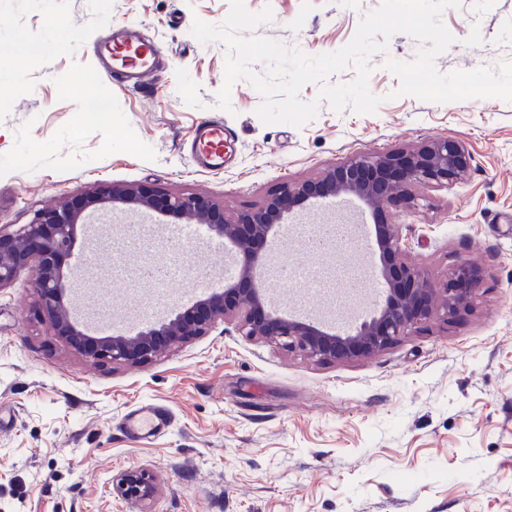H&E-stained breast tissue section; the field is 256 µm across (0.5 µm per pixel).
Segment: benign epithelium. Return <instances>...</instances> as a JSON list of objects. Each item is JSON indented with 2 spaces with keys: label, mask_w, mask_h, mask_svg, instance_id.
Returning a JSON list of instances; mask_svg holds the SVG:
<instances>
[{
  "label": "benign epithelium",
  "mask_w": 512,
  "mask_h": 512,
  "mask_svg": "<svg viewBox=\"0 0 512 512\" xmlns=\"http://www.w3.org/2000/svg\"><path fill=\"white\" fill-rule=\"evenodd\" d=\"M473 156L456 139L427 141L412 149L361 152L299 182H287L253 208L226 216L224 205L203 194L171 195L162 188L145 192L133 186L96 188L69 203L39 210L33 220L15 229L0 225V288L27 270L38 305L49 316L52 335L86 358L114 365H138L204 335L216 322L234 320L244 335L286 350H297L321 362H349L385 351L409 331L437 313L451 321L468 311L482 287L484 269L458 262L445 288L402 258L401 238L394 224L374 225L388 291L373 316L352 334L340 335L303 320L272 311L264 295L263 254L269 235L284 217L318 198L354 197L377 215L388 206L407 208L421 185L450 188L464 180ZM112 208L169 212L198 220L224 236L241 262L240 273L225 289L205 296L191 308L134 337H92L78 328L68 307L74 284L64 276L61 258L75 239L88 210ZM125 499L152 502L159 493L145 472L131 470L116 478Z\"/></svg>",
  "instance_id": "benign-epithelium-1"
}]
</instances>
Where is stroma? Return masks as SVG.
<instances>
[{"instance_id":"stroma-1","label":"stroma","mask_w":512,"mask_h":512,"mask_svg":"<svg viewBox=\"0 0 512 512\" xmlns=\"http://www.w3.org/2000/svg\"><path fill=\"white\" fill-rule=\"evenodd\" d=\"M380 0H245L270 22L256 35L306 54L331 53L354 36ZM229 0H0V224L28 223L36 210L106 185L207 194L226 211L255 206L280 185L307 179L364 151L462 141L468 177L449 189L416 190L415 206L364 223L395 224L408 262L435 282L459 260L485 276L462 318L437 317L387 350L351 362H319L244 336L219 322L201 337L135 367L85 361L51 336L29 273L0 290V512H512V103H451L396 96L387 60H413L404 33L370 59L371 114L321 103L296 127L266 124L261 94L237 82L232 111L215 106L225 47L199 42L194 20L221 24ZM442 21L454 43L440 72L512 61V0H460ZM137 26L164 54L149 85L101 72L95 45L113 25ZM30 37L36 54L18 55ZM108 101V112L98 110ZM220 121L234 139L221 169L200 167L188 148L197 126ZM179 223V216L126 210L79 225L62 271L77 281L71 312L88 335L134 336L223 291L224 276L195 285L192 271L236 262L231 247L211 258L196 241L128 247V268L169 264L176 281L105 276L100 235L123 225ZM268 260L362 281L353 296L317 295L282 284L283 306L312 304L318 319L358 327L387 295L379 255L328 246L306 254L271 238ZM142 405L168 413L150 436L125 428ZM139 469L159 484L148 507L114 481Z\"/></svg>"}]
</instances>
